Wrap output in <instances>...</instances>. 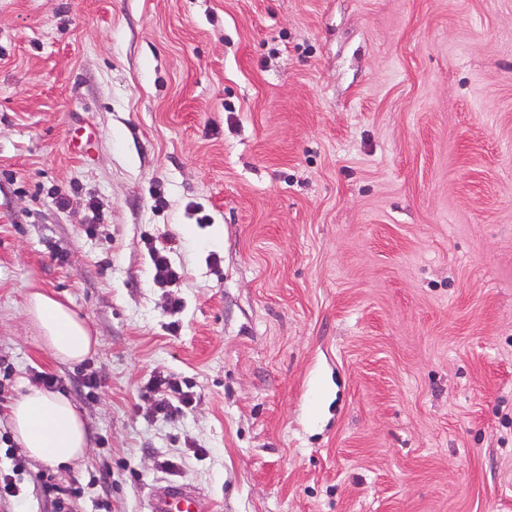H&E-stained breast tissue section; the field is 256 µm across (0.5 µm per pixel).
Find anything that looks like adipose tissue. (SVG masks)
<instances>
[{"label": "adipose tissue", "instance_id": "obj_1", "mask_svg": "<svg viewBox=\"0 0 512 512\" xmlns=\"http://www.w3.org/2000/svg\"><path fill=\"white\" fill-rule=\"evenodd\" d=\"M29 313L44 344L64 363H79L96 353L98 337L65 303L45 291L32 292ZM13 436L27 455L50 464H73L86 448L84 423L68 398L33 390L10 409Z\"/></svg>", "mask_w": 512, "mask_h": 512}]
</instances>
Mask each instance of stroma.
Returning a JSON list of instances; mask_svg holds the SVG:
<instances>
[{"instance_id":"obj_1","label":"stroma","mask_w":512,"mask_h":512,"mask_svg":"<svg viewBox=\"0 0 512 512\" xmlns=\"http://www.w3.org/2000/svg\"><path fill=\"white\" fill-rule=\"evenodd\" d=\"M0 357L87 432L0 512H512V0H0ZM29 313L44 344L64 363H79L96 353L99 339L85 320L65 303L45 291H33L28 300ZM155 396L154 408L164 417L174 418L192 405L193 395L167 376H157L149 387ZM45 492L52 498L53 512H74L73 499L82 494L81 487H60L48 479V476L42 475ZM151 512H206L199 493L188 484L167 482L150 494Z\"/></svg>"}]
</instances>
